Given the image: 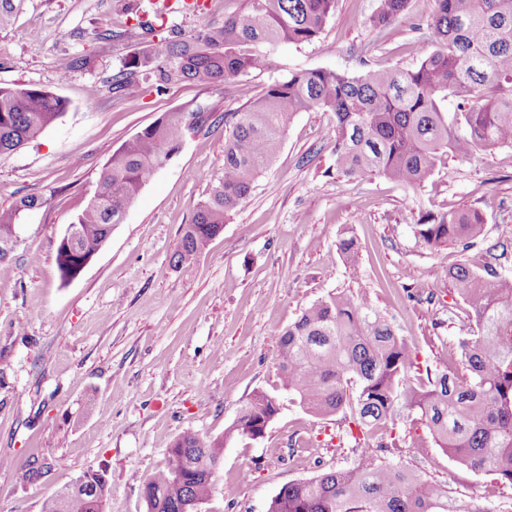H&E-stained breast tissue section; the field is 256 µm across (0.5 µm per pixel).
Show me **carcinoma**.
I'll return each mask as SVG.
<instances>
[{"instance_id":"1","label":"carcinoma","mask_w":512,"mask_h":512,"mask_svg":"<svg viewBox=\"0 0 512 512\" xmlns=\"http://www.w3.org/2000/svg\"><path fill=\"white\" fill-rule=\"evenodd\" d=\"M25 2L0 0V32L13 26ZM435 2L427 22L433 50L413 69L295 72L238 112H193L191 123L169 112L112 151L93 195L74 216L75 235L59 242L61 280L79 276L186 134L208 120L224 124V176L185 225L171 256L174 266L192 260L221 233L276 157L298 112L333 113L332 154L336 171L348 178L381 175L415 188L434 175L444 153L466 159L479 147H511L512 0ZM407 4L378 0L370 23L390 24ZM335 6L336 0H244L221 24H205L190 35L172 29L157 42H141L112 77V89L192 81L221 84L227 93L240 74L276 68L278 46L316 38ZM450 94L469 107L448 120L441 103ZM67 108L66 99L49 90L0 85V154L37 140ZM45 203L30 195L0 209V263L10 257L4 240L14 236L19 214ZM484 227L477 209L426 212L412 225L417 241L430 249L453 243L466 249L484 236ZM338 247L348 268L357 270L354 239L342 238ZM448 279L468 311L454 365L411 380L413 355L390 322L370 299L338 292L313 302L280 334L282 389L316 417L351 411L365 434L394 421L404 406L459 464L494 475L499 491L512 487V274L491 264L481 273L460 263L448 270ZM279 411V398L257 392L223 437L177 438L165 467L143 481L155 493L146 512H196L216 492L225 443L262 438ZM382 448L361 449L363 463L356 467L282 487L267 512H491L399 465L377 461ZM108 493L104 475L88 470L45 498L42 512H103Z\"/></svg>"}]
</instances>
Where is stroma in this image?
I'll return each mask as SVG.
<instances>
[{
	"label": "stroma",
	"mask_w": 512,
	"mask_h": 512,
	"mask_svg": "<svg viewBox=\"0 0 512 512\" xmlns=\"http://www.w3.org/2000/svg\"><path fill=\"white\" fill-rule=\"evenodd\" d=\"M27 0L0 34V84L64 97L66 114L38 142L0 155V208L35 194L12 257L0 263V512H41L43 500L84 471L103 473L105 512H144L141 482L166 463L179 436L224 434L258 391L280 398L263 438L224 449L219 485L203 512H267L289 483L357 466L360 450L383 445L381 461L484 506L489 475L461 466L429 430L404 416L367 437L351 413L317 418L283 396L276 355L282 330L331 293L368 297L412 351L410 375L447 364L467 309L448 279L453 265L484 270L489 243L512 239V147L481 148L466 160L442 156L434 176L410 189L382 176L336 172L332 113L294 116L273 164L223 231L192 262L170 257L212 182L224 174V128L188 133L115 225L80 275L62 283L58 243L77 205L92 195L110 151L160 115L233 112L275 81L302 70L351 74L364 67L410 69L431 50L423 30L435 0H409L377 29V0H337L311 42L282 45L279 67L222 86L112 89V76L141 42L133 15L158 18L156 37L223 22L242 0ZM81 59L60 79L59 58ZM479 209L486 239L432 250L411 230L419 213ZM359 246L350 274L338 242ZM48 465L19 482L20 466ZM249 482H239L241 472Z\"/></svg>",
	"instance_id": "stroma-1"
}]
</instances>
